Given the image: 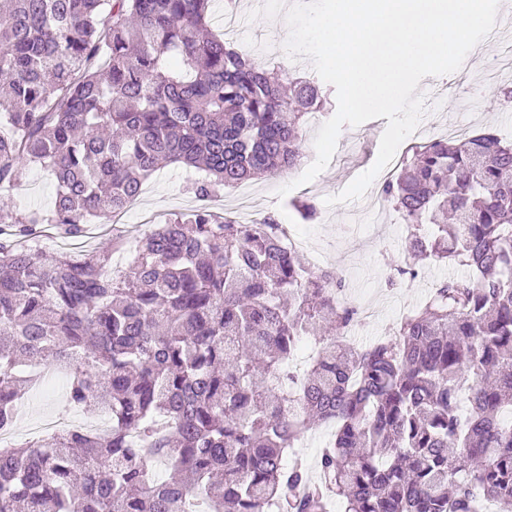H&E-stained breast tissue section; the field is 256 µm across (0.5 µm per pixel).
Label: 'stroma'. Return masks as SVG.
Instances as JSON below:
<instances>
[{
  "label": "stroma",
  "instance_id": "35a3bbf8",
  "mask_svg": "<svg viewBox=\"0 0 512 512\" xmlns=\"http://www.w3.org/2000/svg\"><path fill=\"white\" fill-rule=\"evenodd\" d=\"M230 41L248 52L252 59L267 69L292 66L297 76L315 78L309 60L289 62L284 50V37L269 32L265 19L259 18L240 26ZM511 78L498 84L477 86L466 90L459 85L458 74L426 77L420 89L440 85L445 89L436 105L430 106L421 125L435 129L439 123L459 125L461 134L493 128L512 133V108H502L500 99ZM387 118L372 119L352 127L343 126L337 148L329 165L309 184L295 186L301 169L286 170L279 174L249 180L260 215H273L280 224L302 238L309 249L320 253L327 266L336 268L346 282V295L350 305L366 303L377 315L366 326L356 329L354 344L363 345L380 336L389 335L400 320L399 310L419 305L438 280L447 278L444 266L423 267L414 280H403L401 287L388 288L386 281L400 264L404 255V224L394 222V212L380 206V185L372 183L362 200L327 207L326 197L336 195L358 175L375 162ZM197 174L183 166L161 169L145 185L142 195L128 208L125 216L115 224L84 225L79 235L73 236L60 228L46 230L54 241V254L79 251L111 250L113 259L133 261L130 250L112 251L113 235H123L135 241L151 230L153 225L166 223L175 216L193 211L198 201L192 190ZM291 185L288 198L278 199L276 189ZM307 197L313 200L319 216L314 223H303L291 208L292 199ZM56 198L54 177L37 165L26 168L23 178L10 190H0V210L21 214L30 210L51 211ZM101 417L98 409L72 406L65 385L35 389L25 395L21 417L16 424L18 442L29 441L44 424L63 418L80 419L94 425Z\"/></svg>",
  "mask_w": 512,
  "mask_h": 512
}]
</instances>
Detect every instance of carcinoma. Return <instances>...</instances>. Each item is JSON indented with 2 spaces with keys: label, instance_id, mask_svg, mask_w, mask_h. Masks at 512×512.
I'll return each mask as SVG.
<instances>
[{
  "label": "carcinoma",
  "instance_id": "1",
  "mask_svg": "<svg viewBox=\"0 0 512 512\" xmlns=\"http://www.w3.org/2000/svg\"><path fill=\"white\" fill-rule=\"evenodd\" d=\"M214 0H0V188L39 165L53 210L0 221V432L28 367L109 429L0 446V512H512V141L415 145L381 196L408 224L404 265L467 268L361 349L332 268L269 216L209 208L159 224L127 272L111 252L44 258L46 224L105 223L173 164L205 200L290 170L327 98L211 30ZM316 340L301 374L299 342ZM333 427L314 484L295 443ZM168 474L154 477L149 462Z\"/></svg>",
  "mask_w": 512,
  "mask_h": 512
}]
</instances>
